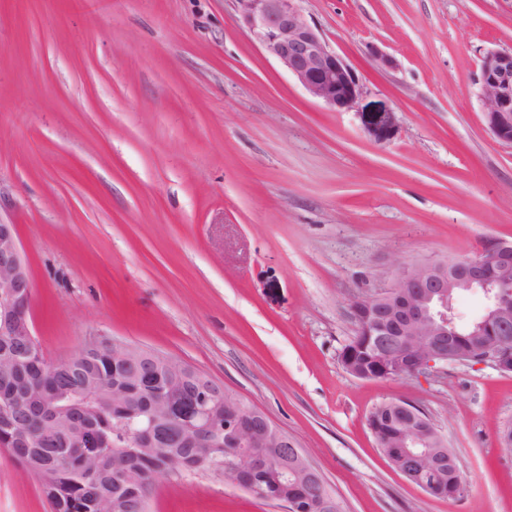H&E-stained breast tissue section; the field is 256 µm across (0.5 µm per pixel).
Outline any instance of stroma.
Listing matches in <instances>:
<instances>
[{
	"label": "stroma",
	"instance_id": "stroma-1",
	"mask_svg": "<svg viewBox=\"0 0 512 512\" xmlns=\"http://www.w3.org/2000/svg\"><path fill=\"white\" fill-rule=\"evenodd\" d=\"M301 7L363 84L352 110L310 98L235 0H0V220L43 355L96 337L189 364L295 440L343 512H512V373L368 380L338 360L354 299L512 242V144L477 84L485 52L512 50V0ZM384 112L380 143L367 125ZM390 401L443 435L459 497L380 451L368 418ZM150 510L284 512L208 470L159 477ZM0 512H51L1 449Z\"/></svg>",
	"mask_w": 512,
	"mask_h": 512
}]
</instances>
